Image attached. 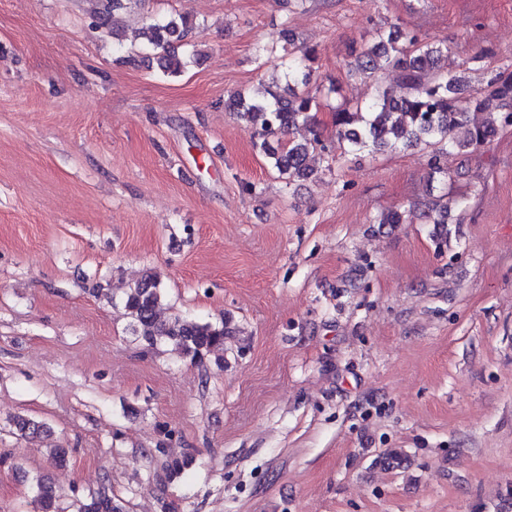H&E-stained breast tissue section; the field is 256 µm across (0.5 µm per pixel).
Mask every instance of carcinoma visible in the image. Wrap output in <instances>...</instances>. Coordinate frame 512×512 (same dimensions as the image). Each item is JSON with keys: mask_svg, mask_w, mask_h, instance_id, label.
<instances>
[{"mask_svg": "<svg viewBox=\"0 0 512 512\" xmlns=\"http://www.w3.org/2000/svg\"><path fill=\"white\" fill-rule=\"evenodd\" d=\"M127 0H103L100 25L112 27V15L126 8ZM193 24L188 16L152 18L141 28L158 66L177 74L184 67L179 49L190 45ZM375 42L352 48L347 67L373 76L381 70H393L403 93L396 95L388 87H379L368 102L354 105L341 103L333 112L336 139L343 148L340 156L361 151H396L409 147L438 146L428 159L431 174H447L441 156L448 151L472 154L490 144L503 128L512 126V70L507 68L489 74L485 89L469 96V109L458 108L457 94L467 85L464 74L448 69V45L409 36L395 26L378 27ZM315 49L289 55L284 63L288 95L265 86L254 95L231 93L225 105L237 111L261 138L259 149L286 184L316 176L311 161L321 146L316 113L319 99L339 93V86L325 79L312 66ZM479 112V122L471 113ZM303 125L310 137L297 142L283 141L290 131ZM163 288L158 275L148 271L133 287L124 301L133 331L149 348L167 344L180 356L192 362H203L224 337L235 329L230 321L199 323L175 317L159 316ZM13 425L18 435L36 440L48 436L46 426L38 421L17 416ZM37 512H60L55 488L42 479L34 485ZM72 512H126L123 501L106 489L77 497Z\"/></svg>", "mask_w": 512, "mask_h": 512, "instance_id": "carcinoma-1", "label": "carcinoma"}]
</instances>
